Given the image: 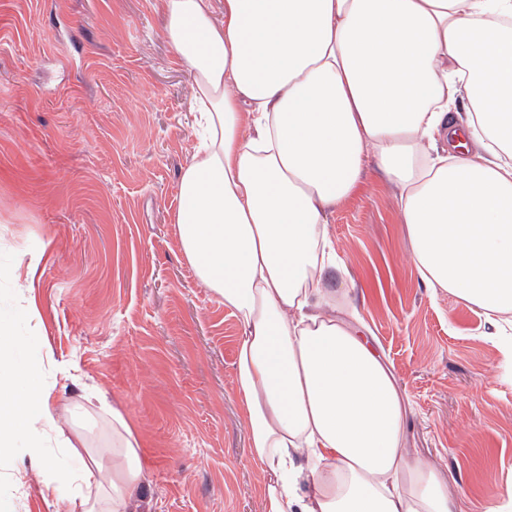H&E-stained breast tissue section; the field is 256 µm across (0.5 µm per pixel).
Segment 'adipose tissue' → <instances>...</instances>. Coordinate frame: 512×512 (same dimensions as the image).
<instances>
[{
	"label": "adipose tissue",
	"mask_w": 512,
	"mask_h": 512,
	"mask_svg": "<svg viewBox=\"0 0 512 512\" xmlns=\"http://www.w3.org/2000/svg\"><path fill=\"white\" fill-rule=\"evenodd\" d=\"M193 73V156L173 222L198 281L237 319L235 373L263 512H455L410 457L408 399L345 312L329 214L374 160L412 261L492 323L512 361V0H164ZM466 112H459V102ZM0 320V464L16 447L85 512H128L138 438L112 412V476L46 460L51 392Z\"/></svg>",
	"instance_id": "adipose-tissue-1"
}]
</instances>
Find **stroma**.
<instances>
[{
	"mask_svg": "<svg viewBox=\"0 0 512 512\" xmlns=\"http://www.w3.org/2000/svg\"><path fill=\"white\" fill-rule=\"evenodd\" d=\"M164 0H0V317L28 343L65 437L112 463L105 396L135 428L133 512H262L235 378L239 326L185 262L172 216L193 79ZM350 300L411 406L409 454L461 512L512 483V370L492 325L412 263L374 164L330 217ZM15 449L13 512H82Z\"/></svg>",
	"mask_w": 512,
	"mask_h": 512,
	"instance_id": "1",
	"label": "stroma"
}]
</instances>
